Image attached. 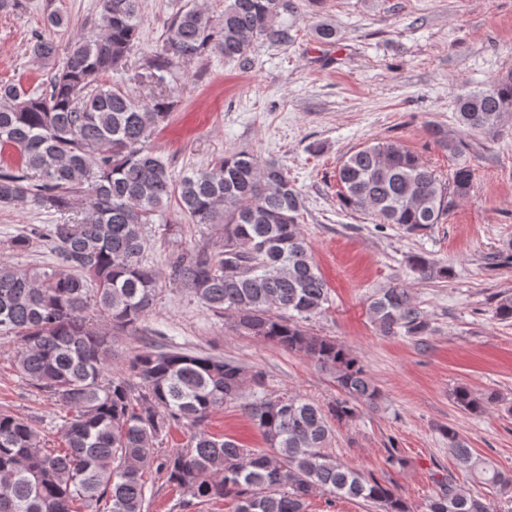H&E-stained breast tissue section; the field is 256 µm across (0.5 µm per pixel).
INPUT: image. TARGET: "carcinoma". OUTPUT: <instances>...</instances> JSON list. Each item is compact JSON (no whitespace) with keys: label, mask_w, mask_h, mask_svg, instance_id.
Segmentation results:
<instances>
[{"label":"carcinoma","mask_w":512,"mask_h":512,"mask_svg":"<svg viewBox=\"0 0 512 512\" xmlns=\"http://www.w3.org/2000/svg\"><path fill=\"white\" fill-rule=\"evenodd\" d=\"M141 0H99L97 31L80 36L46 88L0 84V150L20 164L0 168V204L31 202L60 214L59 223L16 235L10 247L28 249L36 238L54 243L48 268L0 266V333L19 338L18 370L41 392L70 409L63 420L65 450L43 445L29 421L0 413V512H145V474L154 444L175 424L195 432L187 450L165 456L167 482L189 496L190 507L228 500L233 512H308L322 491L363 499L381 512H414L392 486L339 462L327 451L332 423L348 422L374 407L380 389L360 361L336 342L309 334L302 322L328 302L322 277L299 220L304 204L288 169L247 152L226 155L176 181L151 140L170 116L165 96L141 98L102 83L123 70L140 33ZM295 0H225L221 20L198 5L179 10L147 62L175 74L206 53L246 61L258 42L292 40L288 17ZM314 38L336 43L328 22ZM32 60L49 63L59 46L37 34ZM463 131L494 134L512 115V74L457 99ZM431 133L457 154L464 142L448 131ZM347 207L366 208L384 224L425 234L448 211L449 195L469 193L464 166L442 182L414 153L393 141L349 154L336 173ZM191 224L224 237L223 248L181 251L169 276L216 315L231 314L240 333L311 358L334 375L341 395L325 406L299 396L260 395L263 374L221 356L187 352L173 342H151L114 374L112 332L139 330L152 311L163 273L146 263L153 224L172 196ZM408 264L422 280H446L452 270L422 255ZM383 336L422 338L430 321L409 288L394 284L369 304ZM495 317L512 320V294L496 301ZM456 405L471 415L499 403L495 392L453 389ZM242 407L266 447L244 448L202 428L225 404ZM459 464L478 483L512 495V477L475 456L453 428L442 429ZM499 502L444 479L421 512H499Z\"/></svg>","instance_id":"obj_1"}]
</instances>
